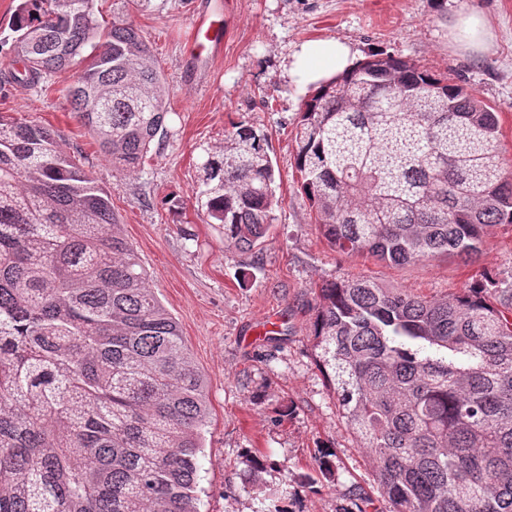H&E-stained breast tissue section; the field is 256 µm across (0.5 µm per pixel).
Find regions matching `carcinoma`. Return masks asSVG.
<instances>
[{"label":"carcinoma","instance_id":"1","mask_svg":"<svg viewBox=\"0 0 512 512\" xmlns=\"http://www.w3.org/2000/svg\"><path fill=\"white\" fill-rule=\"evenodd\" d=\"M92 0H20L13 75L36 85L90 48L66 88L118 170L164 133L168 88L132 24ZM497 110L388 54L321 84L295 134L328 244L381 262L469 263L512 224ZM197 202L250 253L278 205L265 134L207 153ZM315 361L367 450L390 512H512V280L427 300L363 277L324 282ZM210 409L176 319L105 191L55 132L0 115V512H198ZM302 487L336 480L324 452ZM288 490L260 512H291Z\"/></svg>","mask_w":512,"mask_h":512}]
</instances>
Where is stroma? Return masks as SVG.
Wrapping results in <instances>:
<instances>
[{
    "instance_id": "obj_1",
    "label": "stroma",
    "mask_w": 512,
    "mask_h": 512,
    "mask_svg": "<svg viewBox=\"0 0 512 512\" xmlns=\"http://www.w3.org/2000/svg\"><path fill=\"white\" fill-rule=\"evenodd\" d=\"M19 0H0V113L52 129L109 195L149 285L178 322L207 382L210 423L198 484L199 512H258L270 489H291L292 512H339L355 485L374 492L369 458L347 427L314 360L311 324L325 281L361 276L426 299L462 294L481 273L512 276V225L485 236L476 262L448 257L394 265L331 249L303 195L294 135L311 90L289 77L307 41L348 44L354 63L386 53L447 76L499 113L498 148L512 174V0H93L101 27L124 19L149 41L168 81L164 138L136 173L113 170L64 97L80 61L40 84L14 82L11 27ZM224 9V38L211 57L194 56L193 14ZM489 23L487 49L448 38L458 15ZM245 123L267 134L280 204L255 253L225 246L221 225L197 210L206 149ZM336 482L298 487L321 451ZM270 459L257 468L256 460Z\"/></svg>"
}]
</instances>
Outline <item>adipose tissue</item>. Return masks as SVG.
I'll use <instances>...</instances> for the list:
<instances>
[{"label": "adipose tissue", "instance_id": "1", "mask_svg": "<svg viewBox=\"0 0 512 512\" xmlns=\"http://www.w3.org/2000/svg\"><path fill=\"white\" fill-rule=\"evenodd\" d=\"M351 51L337 40L306 42L293 54L289 72L303 88L319 86L332 76L349 69Z\"/></svg>", "mask_w": 512, "mask_h": 512}]
</instances>
